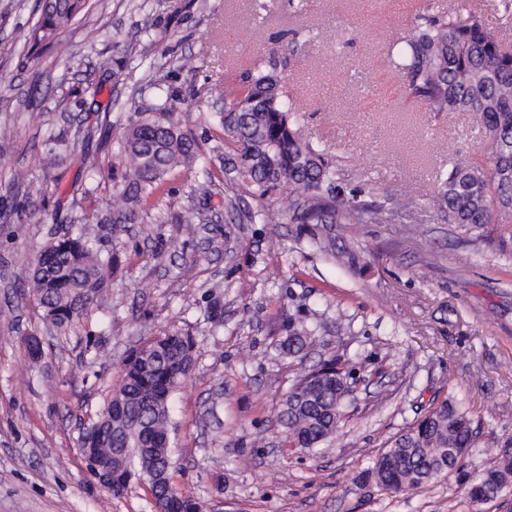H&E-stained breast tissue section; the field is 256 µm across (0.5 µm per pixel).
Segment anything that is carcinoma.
I'll return each instance as SVG.
<instances>
[{"label": "carcinoma", "mask_w": 512, "mask_h": 512, "mask_svg": "<svg viewBox=\"0 0 512 512\" xmlns=\"http://www.w3.org/2000/svg\"><path fill=\"white\" fill-rule=\"evenodd\" d=\"M89 9V0H38L39 19L27 39L40 47H58L60 35ZM395 71L414 97L430 112H468L491 137L485 159L459 156L437 177L429 204L448 224L474 240L486 236L496 216L512 212V52L501 47L498 35L480 16L469 11L420 15L412 34L389 48ZM164 97L148 108L131 100L120 155L121 176L113 184L112 223L132 224L148 214L163 194L168 177L194 169L200 190L211 181L208 161L194 136L184 132L180 101L163 87ZM281 78L259 64L242 86L224 95V111L215 127L224 139V170L249 187L261 204L249 218L267 224H399L404 204L389 199L385 206L362 198V189L339 185L336 167L322 151L298 137L293 113L299 104L284 98ZM288 195L275 206L262 200L279 187ZM112 256L104 257L76 224L53 238L21 287L43 309V317L66 331L92 308H103L112 285ZM315 341L302 325L288 337V353L297 354ZM194 343L179 332L153 336L123 364L117 394L103 408L122 403L125 430L111 437L107 426L92 422L79 441L94 430L101 445L130 449L128 465L135 471L158 467L163 447L158 436L168 429L170 398L192 371ZM306 385L294 404L283 400L279 420L289 442L315 448L336 431L331 412L341 387L347 386L336 362L303 376ZM476 431L463 407L446 399L398 435L366 469L365 476L382 489L403 493L431 483L453 468L474 445ZM512 485V454L489 468L468 487L473 505L498 497Z\"/></svg>", "instance_id": "obj_1"}]
</instances>
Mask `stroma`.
Wrapping results in <instances>:
<instances>
[{
  "label": "stroma",
  "mask_w": 512,
  "mask_h": 512,
  "mask_svg": "<svg viewBox=\"0 0 512 512\" xmlns=\"http://www.w3.org/2000/svg\"><path fill=\"white\" fill-rule=\"evenodd\" d=\"M56 50L30 64L24 36L35 0H0V512H153L147 483L122 496L90 480L78 435L122 383L121 365L144 332L195 341L191 377L171 397L173 486L204 512H512V487L476 506L470 483L495 465L512 435V243L472 242L431 210L438 171L458 153H487L484 129L464 112L434 113L412 96L388 59L426 8L480 13L512 47L503 0H90ZM156 28L140 33L141 10ZM136 41L133 59L120 45ZM190 57L195 70L177 67ZM273 62L297 99L295 127L336 163L347 187L375 201L398 195L421 231L400 239L393 224L336 225L339 262L321 252L318 224H264L224 209V150L207 115L223 89L258 61ZM166 66L183 101L185 128L213 174L170 176L154 218L118 226L124 112L112 100L151 104L149 81ZM93 129L97 172L80 155L47 162L48 141ZM27 173L14 183V171ZM207 224L185 226L189 207ZM85 230L115 256L108 306L76 329L46 322L21 296L36 251L61 224ZM217 304L212 332L202 311ZM317 343L286 351L299 323ZM40 337L31 364L25 334ZM337 360L352 388L335 434L290 447L278 414L304 372ZM478 431L461 468L394 494L365 479L388 442L444 399Z\"/></svg>",
  "instance_id": "stroma-1"
}]
</instances>
